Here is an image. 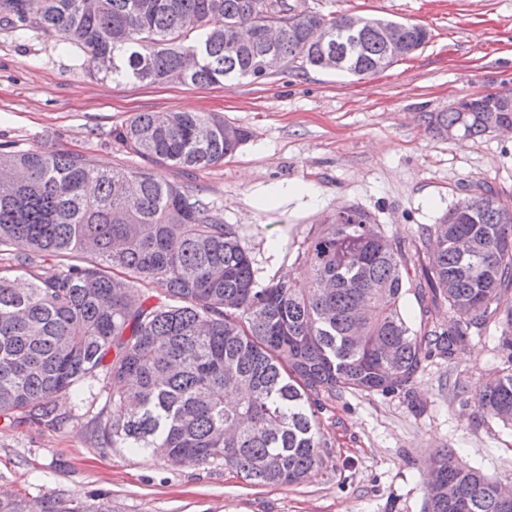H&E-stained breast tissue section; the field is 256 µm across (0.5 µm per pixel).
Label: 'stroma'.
<instances>
[{"mask_svg":"<svg viewBox=\"0 0 512 512\" xmlns=\"http://www.w3.org/2000/svg\"><path fill=\"white\" fill-rule=\"evenodd\" d=\"M323 12L411 21L431 32L415 54L365 79L290 70L260 81L198 87L92 77L54 38L0 28V143L88 156L95 167L150 168L201 197L236 225L261 279L302 275L297 250L311 225L355 205L400 242L411 282L429 254L422 229L470 187L512 197V133L455 139L424 121L463 97L512 88V0H306ZM213 112L250 133L223 164L146 166L112 137L139 112ZM501 328L448 361L422 362L408 389L321 398L325 464L297 486H262L223 463L176 465L149 453L103 448L105 395L57 400L53 429L0 422V495L69 504L108 495L112 512H427L424 478L435 454L512 483V427L481 417L475 386L505 366Z\"/></svg>","mask_w":512,"mask_h":512,"instance_id":"obj_1","label":"stroma"}]
</instances>
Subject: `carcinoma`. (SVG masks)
Instances as JSON below:
<instances>
[{
    "label": "carcinoma",
    "instance_id": "cac0c4a2",
    "mask_svg": "<svg viewBox=\"0 0 512 512\" xmlns=\"http://www.w3.org/2000/svg\"><path fill=\"white\" fill-rule=\"evenodd\" d=\"M291 0H0V25L57 38L92 76L160 84L173 71L206 87L263 79L260 30L281 25L283 70L371 76L399 61L366 18L356 46L336 35L350 14L311 11L293 22ZM412 55L427 29L399 22ZM488 108L512 124V89L464 97L428 114L440 133L487 134ZM144 160L179 168L220 164L248 132L205 112H141L112 130ZM0 417L24 413L59 427L56 398L84 401L111 385L105 448L179 463L215 461L259 485H298L325 463L319 397L406 389L433 354L453 361L491 323L503 326L508 367L475 389L481 416L512 425V199L475 193L422 231L435 237L422 275L448 304V328L417 332L401 311L408 257L358 206L307 232L295 263L305 278L259 281L237 228L200 198L146 170H103L83 154L12 151L0 144ZM51 262L46 268L44 263ZM21 272L28 287L12 277ZM155 285L164 301L148 302ZM503 482L438 455L425 477L428 512H512ZM42 512H112L98 496Z\"/></svg>",
    "mask_w": 512,
    "mask_h": 512
}]
</instances>
